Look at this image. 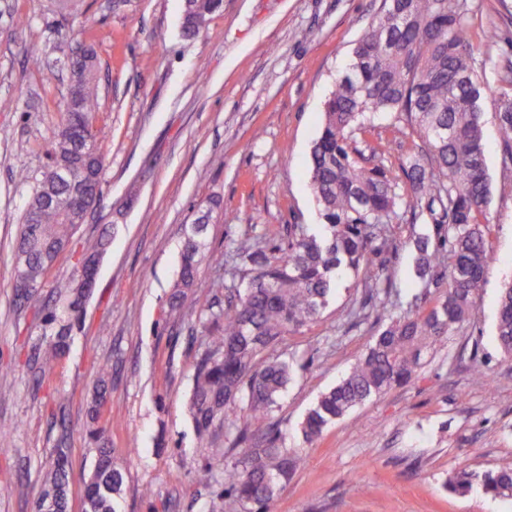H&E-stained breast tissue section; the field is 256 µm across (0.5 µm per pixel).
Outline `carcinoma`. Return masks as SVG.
I'll return each mask as SVG.
<instances>
[{"label":"carcinoma","instance_id":"carcinoma-1","mask_svg":"<svg viewBox=\"0 0 512 512\" xmlns=\"http://www.w3.org/2000/svg\"><path fill=\"white\" fill-rule=\"evenodd\" d=\"M221 4L184 0L183 35L206 31ZM475 8V0H383L325 102L321 132L311 151L310 187L323 223L315 229L290 224L285 238L275 243L250 233L232 242L224 260L230 280L227 304L212 301L199 313L205 336L193 369L188 411L199 447L212 448L222 437L242 453L230 467L224 466V455L216 454L199 472L204 484L224 475V491L209 499L207 512H227L229 499L241 512H274L280 491L302 467L298 452L280 446L272 415L290 382L292 363L268 350L317 320L344 275H363V295L340 318L374 313L378 328L363 357L306 414L301 433L307 442L355 407L410 382L424 356L472 317L493 262L486 248L491 188L482 136V103L493 89L480 71L489 64L498 67L492 59L474 55L467 28ZM59 51L78 88V102L76 111L65 110L46 146L47 167L33 186L20 227L16 268L35 280L45 278L77 230L63 210L71 190L54 182V169L73 167L99 190L104 170V161L95 156L100 135L93 126L96 53L91 48L76 53L66 45ZM379 112L395 113L391 143L400 146L407 135L420 141L421 151L403 166V187L386 175L375 151L367 155L361 148ZM497 119L508 167L512 94L500 95ZM44 188L54 192L56 203H43ZM407 215L414 223L429 216L434 237L416 240L418 293L408 308L396 312L392 289L380 286L382 274L373 273L371 266L382 252L395 253L390 227ZM203 261L198 239L183 240L170 312L188 307ZM52 288L51 306L38 293L18 291L15 303L35 309L46 326L78 320L83 289L75 277L58 279ZM496 320L497 340L512 355V283L503 289ZM68 340L69 335L56 334L39 351L35 363L40 372L65 355ZM105 383L99 377L89 409L97 458L84 488V512H117L124 484L116 449L106 428L98 425ZM68 470L66 457L53 459L36 512H68ZM475 486L512 500V469L461 470L447 483L455 493Z\"/></svg>","mask_w":512,"mask_h":512}]
</instances>
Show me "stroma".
I'll return each instance as SVG.
<instances>
[{"mask_svg": "<svg viewBox=\"0 0 512 512\" xmlns=\"http://www.w3.org/2000/svg\"><path fill=\"white\" fill-rule=\"evenodd\" d=\"M478 3L468 29L476 56L512 60V0ZM182 6L83 0L99 25L82 34L56 0H0V512H35L41 473L60 453L69 461L70 512H83L97 455L88 410L105 363L112 373L102 411L125 473L121 512H203L221 486L197 477L213 454L198 447L187 408L198 343L186 317L168 312L184 231L210 213L195 286L200 307L220 290L216 260L231 240L247 231L278 240L287 225L320 221L309 190L311 148L324 102L381 0H224L193 39L181 33ZM64 43L98 52L93 124L105 166L95 214L50 278L73 273L85 241L105 232L111 244L67 353L41 378L33 371L40 319L13 297L15 245L67 103ZM482 76L494 90L483 123L494 262L474 314L411 382L312 443L300 432L304 415L374 332L373 321L339 317L361 295L355 277L341 280L316 321L283 337L274 351L292 358L293 376L274 417L283 446L305 465L281 491L277 512H512V500L445 488L462 468H512V360L495 340L500 290L512 280V166L502 163L495 118L502 83L494 69ZM214 199L219 209H210ZM433 230L406 220L391 228L398 251L390 275L402 295L414 292V242ZM477 364L490 383L472 377ZM145 484L153 498L139 495Z\"/></svg>", "mask_w": 512, "mask_h": 512, "instance_id": "35a3bbf8", "label": "stroma"}]
</instances>
